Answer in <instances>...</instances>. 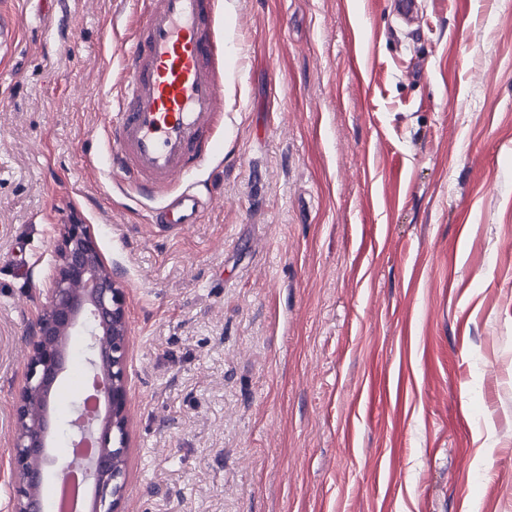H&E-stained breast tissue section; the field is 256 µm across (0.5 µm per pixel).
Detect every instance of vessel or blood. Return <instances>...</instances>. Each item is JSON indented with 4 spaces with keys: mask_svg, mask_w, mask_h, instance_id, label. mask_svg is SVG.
Masks as SVG:
<instances>
[{
    "mask_svg": "<svg viewBox=\"0 0 512 512\" xmlns=\"http://www.w3.org/2000/svg\"><path fill=\"white\" fill-rule=\"evenodd\" d=\"M126 58L127 80L108 105L112 169L145 198L207 157L221 115L213 0H146ZM203 201L185 190L152 210L155 224H195Z\"/></svg>",
    "mask_w": 512,
    "mask_h": 512,
    "instance_id": "1",
    "label": "vessel or blood"
}]
</instances>
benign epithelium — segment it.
<instances>
[{
	"instance_id": "benign-epithelium-1",
	"label": "benign epithelium",
	"mask_w": 512,
	"mask_h": 512,
	"mask_svg": "<svg viewBox=\"0 0 512 512\" xmlns=\"http://www.w3.org/2000/svg\"><path fill=\"white\" fill-rule=\"evenodd\" d=\"M47 306L32 327L26 382L16 406V430L12 444L16 471L13 512H44L41 488L46 469L29 470L27 462L46 456L54 434V422L43 409H51L54 387L70 357L74 336L87 337L88 363L92 371L108 374L102 393L104 418L71 426L95 436L102 452L90 469L94 486L91 512H121L124 454L126 448L127 332L122 288L117 273L104 259L88 224H65L60 232L53 272L46 289Z\"/></svg>"
}]
</instances>
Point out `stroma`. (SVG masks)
Instances as JSON below:
<instances>
[{
  "label": "stroma",
  "mask_w": 512,
  "mask_h": 512,
  "mask_svg": "<svg viewBox=\"0 0 512 512\" xmlns=\"http://www.w3.org/2000/svg\"><path fill=\"white\" fill-rule=\"evenodd\" d=\"M421 8L215 0L241 56L174 228L109 167L138 0H0V512L74 220L124 293L123 512H512V0ZM150 212L151 224H197L202 216L203 201L196 192L185 190Z\"/></svg>",
  "instance_id": "1"
}]
</instances>
